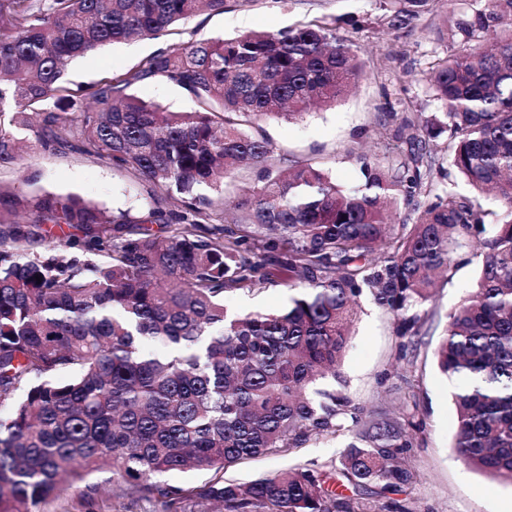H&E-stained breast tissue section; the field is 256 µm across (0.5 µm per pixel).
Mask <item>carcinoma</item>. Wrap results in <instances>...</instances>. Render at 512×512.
<instances>
[{"instance_id":"carcinoma-1","label":"carcinoma","mask_w":512,"mask_h":512,"mask_svg":"<svg viewBox=\"0 0 512 512\" xmlns=\"http://www.w3.org/2000/svg\"><path fill=\"white\" fill-rule=\"evenodd\" d=\"M467 2L457 50L425 74L442 111L424 120L389 110L408 155L391 168L365 163L364 183L345 189L319 166L276 163L254 128L332 104L360 77L332 21L168 45L73 87L75 58L136 36L159 40L230 0H0V166L29 138L65 144L147 179L168 201L108 215L47 194L23 199L24 216L0 212V512H40L114 465L130 488L164 498L166 512H185L193 498L220 512H407L365 492L412 482L399 458L412 434L391 418L347 413L315 385L336 375L357 297L369 293L401 315L398 335L416 336L408 312L430 300L431 274L451 272L453 254L472 245L482 266L448 315L438 366L456 383V452L512 484V0ZM383 4L394 27L436 8ZM153 79L187 91L195 107L172 112L130 93ZM445 131L470 198L433 192L432 175L449 178L430 148ZM243 166L256 187L213 223V200L199 190L223 193L224 176ZM487 192L499 211L482 207ZM418 197L414 223H384V204ZM49 224L74 233L58 243ZM279 271L306 282L289 285L287 308L224 307V295ZM347 429L334 470L354 496L325 488L316 461L248 483L160 480Z\"/></svg>"}]
</instances>
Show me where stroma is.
Returning a JSON list of instances; mask_svg holds the SVG:
<instances>
[{"label": "stroma", "instance_id": "1", "mask_svg": "<svg viewBox=\"0 0 512 512\" xmlns=\"http://www.w3.org/2000/svg\"><path fill=\"white\" fill-rule=\"evenodd\" d=\"M463 12L460 0H438L436 10L392 27L379 0H250L218 14H203L173 30L169 43L232 37L246 31L275 32L317 17L335 21L337 38L352 44L363 75L351 92L335 105L311 109L297 120L269 119L260 126L269 138L275 159L320 164L336 182L353 188L363 183L364 161L395 166L406 149L391 137L386 103L405 102L410 111L430 117L440 105L432 96L424 72L438 56L452 53V38H439L436 27L456 23ZM157 41L133 39L108 45L76 59L68 80L91 85L110 73L136 66L153 53ZM76 195L105 211L118 208L141 213L165 207L161 193L146 181L112 165L61 145L43 148L29 141L17 164L0 167V193ZM457 267L436 280L432 298L418 308L422 327L410 342L396 334L397 316L362 295L354 307L350 338L336 378L322 387L336 393L351 408L385 411L401 422L418 426L405 456L415 472L412 485L392 492V499L411 512H512V484L474 470L454 448L456 412L451 381L441 373L436 352L449 314L465 299L482 257L470 249L457 253ZM287 286L260 285L227 294L225 305L237 313L284 309ZM349 441L345 434L311 436L289 453L262 456L224 470L225 480L248 482L310 461L336 462ZM96 494L68 489L44 512H163L160 499L131 491L118 471L88 476Z\"/></svg>", "mask_w": 512, "mask_h": 512}]
</instances>
